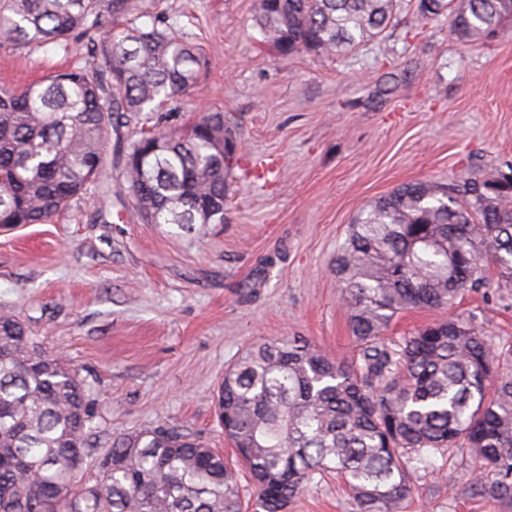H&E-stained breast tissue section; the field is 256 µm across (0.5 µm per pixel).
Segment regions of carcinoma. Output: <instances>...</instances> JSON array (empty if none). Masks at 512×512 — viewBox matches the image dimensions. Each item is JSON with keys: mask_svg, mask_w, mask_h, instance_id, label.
<instances>
[{"mask_svg": "<svg viewBox=\"0 0 512 512\" xmlns=\"http://www.w3.org/2000/svg\"><path fill=\"white\" fill-rule=\"evenodd\" d=\"M261 0L255 25L287 56L343 55L382 34L397 0ZM465 42L497 32L512 0H429ZM129 0H0V39L19 48L70 43L92 30V70L59 71L0 87V226L44 224L94 186L111 193L108 151L150 224L224 223V112L184 129L121 128L195 89V48L151 4L126 20ZM512 284V179L497 168L446 184L408 182L349 225L334 273L348 309L356 362L282 339L249 347L224 372L216 398L225 438L247 468L259 512H287L314 475L334 470L356 512H399L412 460L458 448L499 479L480 494L512 502V371L472 321L436 319L397 347L391 322L412 309L450 310L469 288ZM94 412L79 372L40 349L0 312V512H243L224 456L174 429L124 433L78 484L93 455Z\"/></svg>", "mask_w": 512, "mask_h": 512, "instance_id": "obj_1", "label": "carcinoma"}]
</instances>
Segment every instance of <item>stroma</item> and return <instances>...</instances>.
I'll return each mask as SVG.
<instances>
[{"label":"stroma","instance_id":"stroma-1","mask_svg":"<svg viewBox=\"0 0 512 512\" xmlns=\"http://www.w3.org/2000/svg\"><path fill=\"white\" fill-rule=\"evenodd\" d=\"M417 4L400 0L383 36L348 54L285 56L255 26L260 0H160L201 63L193 92L139 124L179 129L223 110L235 149L223 223L189 234L146 223L116 176L107 204L90 190L51 223L0 231V310L79 371L97 450L177 428L233 459L213 393L247 347L294 338L356 356L332 272L356 214L407 182L512 164V24L464 43L447 16L423 17ZM90 42L0 46V84L89 66ZM265 255L277 261L260 276ZM455 311L512 366V286L466 291ZM473 468L466 452L426 454L401 512H512L474 493ZM288 512L355 510L327 473Z\"/></svg>","mask_w":512,"mask_h":512}]
</instances>
